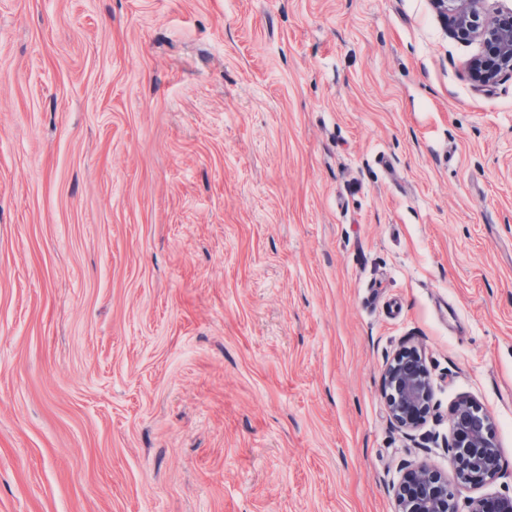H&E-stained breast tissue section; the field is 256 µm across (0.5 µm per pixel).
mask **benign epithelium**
<instances>
[{
	"mask_svg": "<svg viewBox=\"0 0 512 512\" xmlns=\"http://www.w3.org/2000/svg\"><path fill=\"white\" fill-rule=\"evenodd\" d=\"M438 0L451 13L456 36L483 45L480 57L469 63L477 81L492 84L504 72L512 73V11L490 18L481 11L482 0ZM390 416L399 428L412 432L420 427L431 396V378L424 359L415 352H403L384 375ZM453 442L448 444L455 484L426 465L409 469L397 489L400 512H459L457 495L475 491L490 483L502 470V458L493 441L490 421L469 400L451 410ZM467 512H512V497L470 496Z\"/></svg>",
	"mask_w": 512,
	"mask_h": 512,
	"instance_id": "7a95c632",
	"label": "benign epithelium"
}]
</instances>
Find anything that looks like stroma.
Here are the masks:
<instances>
[{
  "label": "stroma",
  "mask_w": 512,
  "mask_h": 512,
  "mask_svg": "<svg viewBox=\"0 0 512 512\" xmlns=\"http://www.w3.org/2000/svg\"><path fill=\"white\" fill-rule=\"evenodd\" d=\"M480 51L434 0H0V512H398L407 465L454 479L463 397L512 496ZM390 416L406 432L420 427L431 396V378L424 359L415 352H403L384 375Z\"/></svg>",
  "instance_id": "1"
}]
</instances>
